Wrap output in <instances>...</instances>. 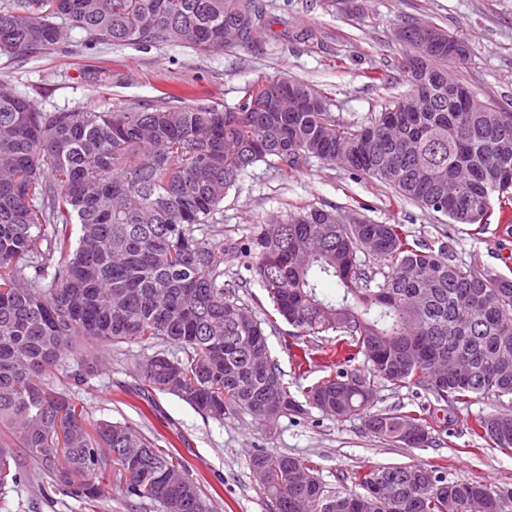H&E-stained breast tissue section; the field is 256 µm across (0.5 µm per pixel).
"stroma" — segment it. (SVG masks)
I'll list each match as a JSON object with an SVG mask.
<instances>
[{
	"label": "stroma",
	"instance_id": "35a3bbf8",
	"mask_svg": "<svg viewBox=\"0 0 512 512\" xmlns=\"http://www.w3.org/2000/svg\"><path fill=\"white\" fill-rule=\"evenodd\" d=\"M273 24L249 45L196 51L176 44L146 48L138 44H99L86 48L79 32L50 53L10 59L0 56V82L25 92L43 111L82 106L101 110L140 108L167 97L169 106L198 103L235 106L246 83L258 73H280L309 83L326 95L337 118L354 127L369 125L408 90L400 69L406 56L395 39L402 22H424L465 39L467 64L448 71L486 103L512 110V0H354L345 10L340 0H265ZM312 39H303V32ZM377 71L382 81L368 83ZM363 203L368 219L399 224L430 246L451 236L458 263L497 274L512 273V238L503 236L502 220L456 225L447 232L440 218L412 203L396 204L392 191L377 179L355 177L338 165L311 159L297 171L280 175L265 163L247 169L224 199L223 221L205 225L215 246L230 248L249 238L257 224L284 218L300 206L346 210ZM224 282L250 304L255 315L270 311L264 290L240 261L225 260ZM270 355L292 393L323 377L324 347L335 335L313 341L286 321L267 329ZM160 348L156 342L87 347L81 357H67L51 382L68 387L85 409L88 422L128 424L158 448L181 461L199 486L211 512H275L274 505L248 467L256 449L313 460L329 491L349 492L354 475L374 467L425 463L446 467L449 479L512 490V455L486 446L467 425L479 411L494 410L482 400L452 409L415 389L374 380L375 404L403 411L426 408L431 414V442L421 448L388 443L369 434L358 418L339 420L315 408L263 422L245 411L214 420L180 397L139 390L138 365ZM108 354V370L70 379L79 360ZM103 493L89 501L69 493L45 476L7 488L9 512H157L149 500L130 499L105 478Z\"/></svg>",
	"mask_w": 512,
	"mask_h": 512
}]
</instances>
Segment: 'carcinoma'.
I'll return each instance as SVG.
<instances>
[{
    "label": "carcinoma",
    "mask_w": 512,
    "mask_h": 512,
    "mask_svg": "<svg viewBox=\"0 0 512 512\" xmlns=\"http://www.w3.org/2000/svg\"><path fill=\"white\" fill-rule=\"evenodd\" d=\"M271 26L263 0H0V55L48 53L65 30L87 46L177 42L206 51L250 44ZM398 39L409 91L434 97L418 112L403 99L355 129L330 101L282 74L260 73L233 108L210 105L99 111L37 110L0 83V487L26 476L27 461L92 500L112 465L126 496L161 512H209L197 484L128 425L87 426L69 390L48 379L81 343L158 341L139 382L177 395L202 415L245 410L264 420L309 405L338 419L363 418L387 442L424 447L425 414L375 408L371 381L416 387L452 405L512 397V278L466 268L447 244L408 239L400 224L306 206L269 221L234 250L273 305L303 336L338 334L336 371L298 400L272 362L263 324L224 288V250L196 231L219 224L224 198L263 162L284 175L312 158L388 185L454 224L481 225L493 204L512 208V112L472 99L459 110L448 62L468 44L433 25L405 22ZM286 86L309 99L282 112L269 99ZM386 268L383 280L366 263ZM332 280L336 296L321 291ZM471 432L512 454V413L479 414ZM249 468L275 512H512V491L450 480L419 463L360 471L363 492L332 494L315 465L255 451Z\"/></svg>",
    "instance_id": "obj_1"
}]
</instances>
